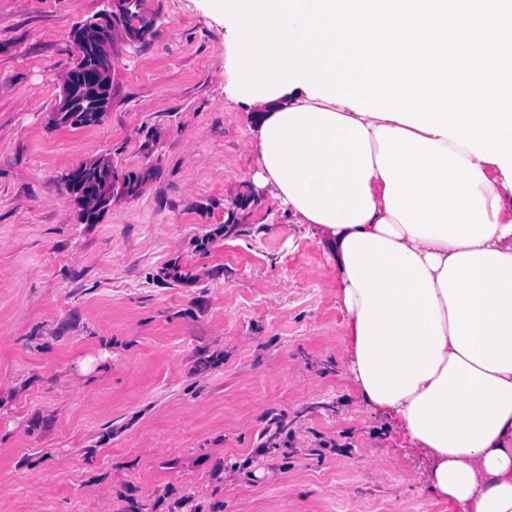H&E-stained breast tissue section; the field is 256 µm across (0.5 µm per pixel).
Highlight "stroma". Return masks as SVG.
<instances>
[{
  "label": "stroma",
  "mask_w": 512,
  "mask_h": 512,
  "mask_svg": "<svg viewBox=\"0 0 512 512\" xmlns=\"http://www.w3.org/2000/svg\"><path fill=\"white\" fill-rule=\"evenodd\" d=\"M107 7L0 0V512H449L350 379L333 252L252 181L211 0H141L101 122L51 123ZM68 177H69V174H66L63 177V182H64V186L66 188V191L69 193L72 190V185H73L74 181H71ZM80 181H81V178H77L75 180V183H76L75 187L69 194L70 199L78 207H81L82 210H84L83 205L85 203L86 196L89 194H94L96 196V200H97V209L94 213L100 214V213L104 212L105 210H107L110 205V202L112 200V187H111V189L108 190L109 186L110 185L112 186V184H110V181L109 180L105 181V185L103 186V189H101L99 187V185H97L98 187L96 189L89 188L91 183H80Z\"/></svg>",
  "instance_id": "obj_1"
}]
</instances>
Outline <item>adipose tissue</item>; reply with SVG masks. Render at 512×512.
Wrapping results in <instances>:
<instances>
[{
	"mask_svg": "<svg viewBox=\"0 0 512 512\" xmlns=\"http://www.w3.org/2000/svg\"><path fill=\"white\" fill-rule=\"evenodd\" d=\"M215 6L253 180L336 255L354 386L451 512H512V0Z\"/></svg>",
	"mask_w": 512,
	"mask_h": 512,
	"instance_id": "1",
	"label": "adipose tissue"
}]
</instances>
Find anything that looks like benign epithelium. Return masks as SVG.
I'll return each instance as SVG.
<instances>
[{"label": "benign epithelium", "mask_w": 512, "mask_h": 512, "mask_svg": "<svg viewBox=\"0 0 512 512\" xmlns=\"http://www.w3.org/2000/svg\"><path fill=\"white\" fill-rule=\"evenodd\" d=\"M112 16L106 11L101 16L88 20L81 24L75 33V39L80 43L88 59V66L72 74L64 83L61 100L55 111L51 113L53 123L62 121L72 98L91 94L101 98L105 102H112V85L107 82L106 76L112 74L114 69V57L112 42L101 33L104 21ZM110 181H105L101 188H91L89 184L75 180V187L70 192V199L79 207L85 203L89 194L96 196V213L100 214L108 209L112 200V190L109 189Z\"/></svg>", "instance_id": "obj_1"}]
</instances>
